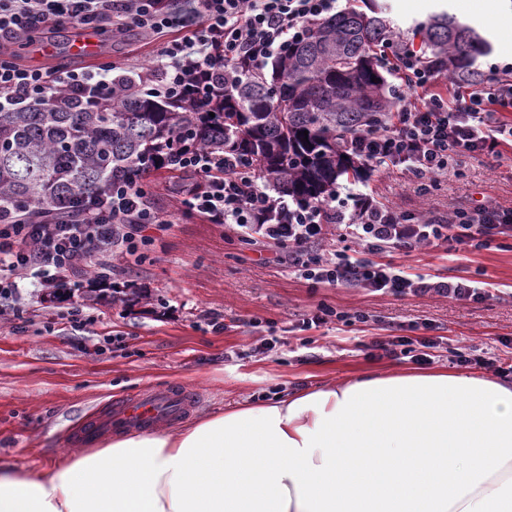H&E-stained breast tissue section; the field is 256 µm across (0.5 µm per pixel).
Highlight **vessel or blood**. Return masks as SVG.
I'll use <instances>...</instances> for the list:
<instances>
[{"label": "vessel or blood", "instance_id": "obj_1", "mask_svg": "<svg viewBox=\"0 0 512 512\" xmlns=\"http://www.w3.org/2000/svg\"><path fill=\"white\" fill-rule=\"evenodd\" d=\"M196 406L194 392L179 387L147 389L99 407L74 428L71 440L89 446L115 432L171 426L186 419Z\"/></svg>", "mask_w": 512, "mask_h": 512}]
</instances>
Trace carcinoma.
Instances as JSON below:
<instances>
[{"label":"carcinoma","mask_w":512,"mask_h":512,"mask_svg":"<svg viewBox=\"0 0 512 512\" xmlns=\"http://www.w3.org/2000/svg\"><path fill=\"white\" fill-rule=\"evenodd\" d=\"M367 2L368 14L351 8L316 22L269 71L225 70L207 112L189 99L157 98L143 78L125 76L89 105L59 94L0 112V222L23 210L65 218L76 196H93L112 180L141 182L158 155L186 143L251 162L290 199L330 201L339 181L362 180L368 170L348 151V138L378 125L393 105L378 49L402 39L382 7ZM416 29L436 71L490 80L477 61L493 47L474 27L441 12Z\"/></svg>","instance_id":"obj_1"}]
</instances>
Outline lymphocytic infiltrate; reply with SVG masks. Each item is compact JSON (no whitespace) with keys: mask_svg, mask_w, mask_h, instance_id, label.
<instances>
[{"mask_svg":"<svg viewBox=\"0 0 512 512\" xmlns=\"http://www.w3.org/2000/svg\"><path fill=\"white\" fill-rule=\"evenodd\" d=\"M184 12L169 0H0V112L37 103L63 91L89 100L112 91L110 68L102 72L55 73L24 68L6 55L8 39L62 23L99 29L116 17L162 33L182 29L168 41L157 67L154 92L178 100L194 92L198 111L209 106V88L240 61L265 66L292 42L305 37L310 24L343 9V0H184ZM393 73V107L379 125L354 134L349 149L372 169L404 166L419 189L428 190L450 166L466 156L500 157L512 148V62L494 65L495 78L482 85L442 87L425 56L410 48L386 45L381 52ZM195 176L197 186L180 201L183 211L201 214L241 229L242 240L259 235L274 241L290 266L328 287L362 286L396 298L430 295L479 302L490 291L480 285L410 276L382 256L422 245H449L474 252L512 238V208L494 203L458 210L449 217L419 221L370 193H352L354 212L323 203L301 205L272 195L255 170L223 153L187 147L176 158L161 156ZM147 184L116 181L94 199L78 200L75 218L66 224L44 218L27 224H0V300L20 299L17 279L26 274L41 285L72 292L70 275L98 255L122 250L138 253L151 244L143 230L165 227L169 219L146 201ZM338 231L331 256L311 254L328 225Z\"/></svg>","mask_w":512,"mask_h":512,"instance_id":"f902f5d3","label":"lymphocytic infiltrate"}]
</instances>
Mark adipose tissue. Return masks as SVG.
<instances>
[{"instance_id":"obj_1","label":"adipose tissue","mask_w":512,"mask_h":512,"mask_svg":"<svg viewBox=\"0 0 512 512\" xmlns=\"http://www.w3.org/2000/svg\"><path fill=\"white\" fill-rule=\"evenodd\" d=\"M0 512H512V383L368 372L37 472L0 461Z\"/></svg>"}]
</instances>
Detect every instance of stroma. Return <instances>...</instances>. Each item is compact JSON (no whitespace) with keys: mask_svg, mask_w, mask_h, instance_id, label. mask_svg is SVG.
Wrapping results in <instances>:
<instances>
[{"mask_svg":"<svg viewBox=\"0 0 512 512\" xmlns=\"http://www.w3.org/2000/svg\"><path fill=\"white\" fill-rule=\"evenodd\" d=\"M382 2L411 41L416 24L438 11L431 0ZM83 33L75 24L42 30L20 63L53 70L54 55L70 54ZM178 35L129 25L113 38L98 36L94 52L73 56L71 67L94 71L110 62L144 73ZM148 181L152 207L171 223L157 232L145 262L113 253L115 275L107 283L81 265L82 288L71 297L21 279L22 314L0 313L1 461L36 470L50 457L72 453L69 432L83 418L104 402L146 389L198 392V419L359 373L406 368L411 358L380 356L369 344L410 335L411 324L424 321L438 337L428 351L431 367L512 382V373L496 370L512 361V248L392 253L393 263L411 274L491 284L493 297L481 303L324 287L280 263L277 248L262 237L246 243L233 225L183 215L177 202L194 178L163 168ZM364 186L416 216H442L490 199L512 207V151L491 162L462 158L427 193L400 166L371 172ZM322 304L370 319L302 330L303 319ZM75 309L90 322L71 325L66 315Z\"/></svg>","mask_w":512,"mask_h":512,"instance_id":"1","label":"stroma"}]
</instances>
